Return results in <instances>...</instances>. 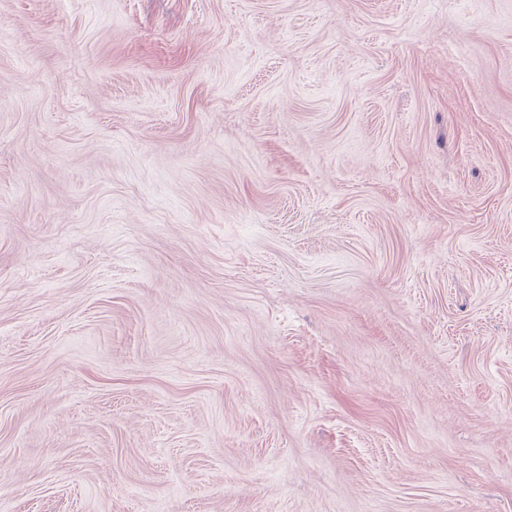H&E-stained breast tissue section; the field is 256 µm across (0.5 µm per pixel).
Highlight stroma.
I'll use <instances>...</instances> for the list:
<instances>
[{"mask_svg":"<svg viewBox=\"0 0 512 512\" xmlns=\"http://www.w3.org/2000/svg\"><path fill=\"white\" fill-rule=\"evenodd\" d=\"M0 512H512V0H0Z\"/></svg>","mask_w":512,"mask_h":512,"instance_id":"1","label":"stroma"}]
</instances>
